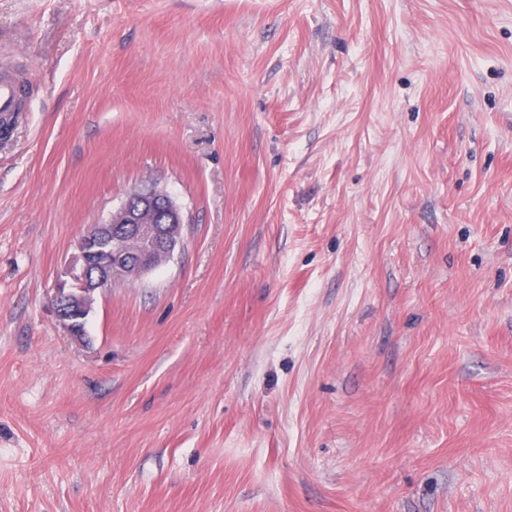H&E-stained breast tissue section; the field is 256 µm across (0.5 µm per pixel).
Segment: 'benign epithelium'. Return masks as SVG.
I'll use <instances>...</instances> for the list:
<instances>
[{"label":"benign epithelium","mask_w":512,"mask_h":512,"mask_svg":"<svg viewBox=\"0 0 512 512\" xmlns=\"http://www.w3.org/2000/svg\"><path fill=\"white\" fill-rule=\"evenodd\" d=\"M184 213L155 186L131 191L103 224L84 228L51 299L59 326L85 334L95 296L121 281H137L170 261L183 241Z\"/></svg>","instance_id":"obj_1"}]
</instances>
